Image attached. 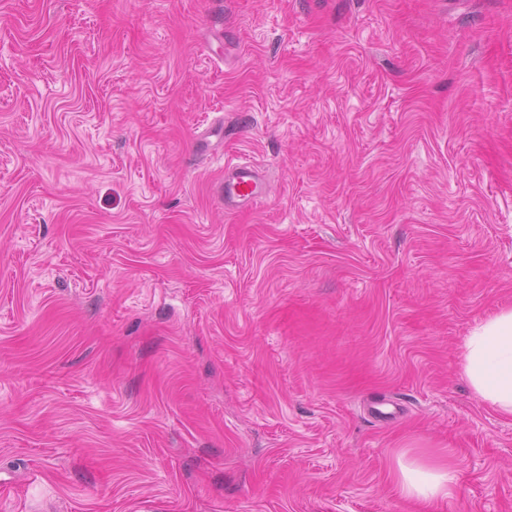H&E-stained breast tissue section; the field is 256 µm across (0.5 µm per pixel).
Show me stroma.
I'll use <instances>...</instances> for the list:
<instances>
[{"instance_id": "35a3bbf8", "label": "stroma", "mask_w": 512, "mask_h": 512, "mask_svg": "<svg viewBox=\"0 0 512 512\" xmlns=\"http://www.w3.org/2000/svg\"><path fill=\"white\" fill-rule=\"evenodd\" d=\"M505 307L512 0H0V512H512ZM223 190L224 208L236 211L265 197L267 183L257 165L225 162ZM462 365L474 394L500 414L512 416V308L466 337ZM455 479L451 465L439 456L397 459L395 484L405 498L440 504L451 495Z\"/></svg>"}]
</instances>
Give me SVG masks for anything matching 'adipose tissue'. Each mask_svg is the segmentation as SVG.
Returning <instances> with one entry per match:
<instances>
[{"label": "adipose tissue", "instance_id": "ef3b65f1", "mask_svg": "<svg viewBox=\"0 0 512 512\" xmlns=\"http://www.w3.org/2000/svg\"><path fill=\"white\" fill-rule=\"evenodd\" d=\"M464 375L474 394L505 416H512V308L476 327L465 339ZM456 476L438 456L398 460L395 484L402 496L441 503L452 492Z\"/></svg>", "mask_w": 512, "mask_h": 512}]
</instances>
